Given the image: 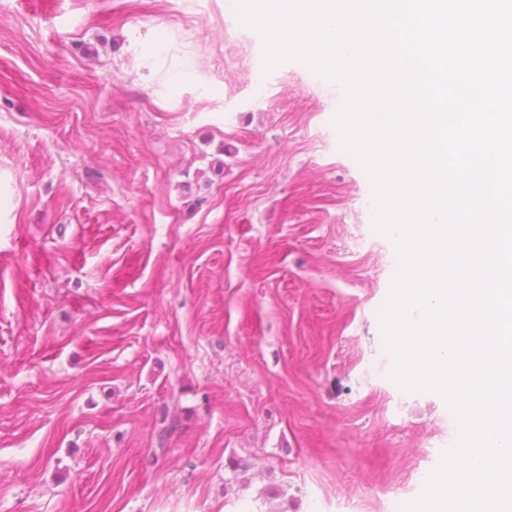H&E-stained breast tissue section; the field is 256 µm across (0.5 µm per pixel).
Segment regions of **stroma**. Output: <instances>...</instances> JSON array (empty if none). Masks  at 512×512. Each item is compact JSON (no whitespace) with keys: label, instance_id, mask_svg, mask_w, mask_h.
Wrapping results in <instances>:
<instances>
[{"label":"stroma","instance_id":"1","mask_svg":"<svg viewBox=\"0 0 512 512\" xmlns=\"http://www.w3.org/2000/svg\"><path fill=\"white\" fill-rule=\"evenodd\" d=\"M345 100L225 0H0V512L422 496L460 422L392 377Z\"/></svg>","mask_w":512,"mask_h":512}]
</instances>
